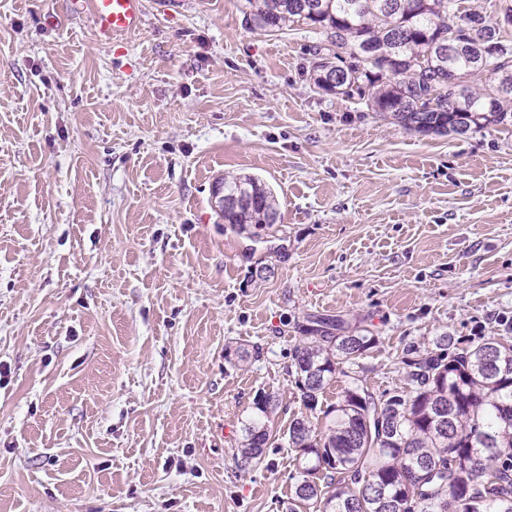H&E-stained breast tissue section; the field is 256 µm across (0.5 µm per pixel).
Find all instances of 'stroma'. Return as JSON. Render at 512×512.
<instances>
[{
	"label": "stroma",
	"instance_id": "35a3bbf8",
	"mask_svg": "<svg viewBox=\"0 0 512 512\" xmlns=\"http://www.w3.org/2000/svg\"><path fill=\"white\" fill-rule=\"evenodd\" d=\"M244 12L145 0L112 47L0 0V512H284L296 454L242 464V427L266 392L285 438L317 321L379 338L320 427L404 387L409 346L512 337V128L406 130L313 88L319 29ZM227 175L280 223L225 224Z\"/></svg>",
	"mask_w": 512,
	"mask_h": 512
}]
</instances>
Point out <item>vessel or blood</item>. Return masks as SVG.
<instances>
[{"mask_svg":"<svg viewBox=\"0 0 512 512\" xmlns=\"http://www.w3.org/2000/svg\"><path fill=\"white\" fill-rule=\"evenodd\" d=\"M70 11L91 12L97 41L117 43L137 32L144 14V0H68Z\"/></svg>","mask_w":512,"mask_h":512,"instance_id":"obj_1","label":"vessel or blood"}]
</instances>
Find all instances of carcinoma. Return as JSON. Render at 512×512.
I'll list each match as a JSON object with an SVG mask.
<instances>
[{"label": "carcinoma", "instance_id": "carcinoma-1", "mask_svg": "<svg viewBox=\"0 0 512 512\" xmlns=\"http://www.w3.org/2000/svg\"><path fill=\"white\" fill-rule=\"evenodd\" d=\"M246 21L268 31L302 22L336 52L319 57L314 87L392 117L408 130L464 135L512 125V0L496 45L467 28V0H246ZM480 80L471 90L466 82ZM224 193L247 198L224 223L273 227L272 190L252 176L224 177ZM378 337L329 322L308 330L288 374L305 409L375 347ZM406 386L381 397L355 386L324 411L326 430L300 415L288 426L297 475L285 512H512V342L449 334L402 357ZM243 424L241 462L261 459L274 434L271 394Z\"/></svg>", "mask_w": 512, "mask_h": 512}]
</instances>
